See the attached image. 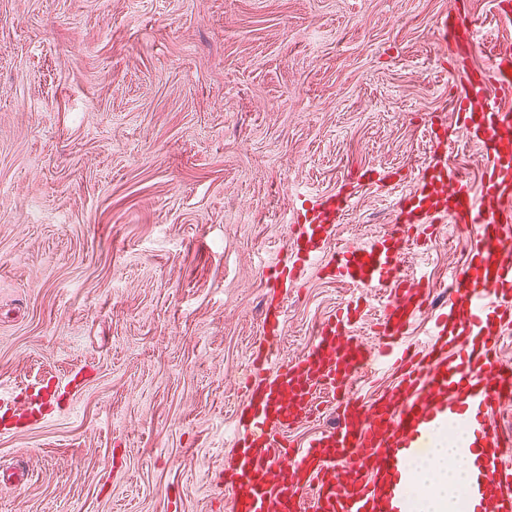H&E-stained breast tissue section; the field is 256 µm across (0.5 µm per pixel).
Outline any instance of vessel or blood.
Returning <instances> with one entry per match:
<instances>
[{"label": "vessel or blood", "instance_id": "1", "mask_svg": "<svg viewBox=\"0 0 512 512\" xmlns=\"http://www.w3.org/2000/svg\"><path fill=\"white\" fill-rule=\"evenodd\" d=\"M436 28L450 54L476 52L465 18H441ZM511 97L512 50L505 48L490 69L464 76L453 108L483 152L479 184L447 166H428L400 212L398 229L330 253L326 247L350 197L333 192L297 206L290 258L276 271L282 288L317 264L328 278L387 303L373 326L374 342L357 336L359 312L347 306L321 324L306 351L278 366L273 347L283 310L268 306L252 352L260 378L236 410L233 447L224 460L230 512H413L409 462L442 426L471 434L462 448L473 465L468 512H512V434L498 429L512 404V360L503 355L512 333V111L498 105ZM442 216L471 229L475 244L451 276L423 356L410 365L406 337L427 297L401 264L411 227ZM381 367L405 373L388 392L360 401L353 380ZM79 386L75 378L46 382L28 395L24 409L0 408V429L40 422L48 407ZM323 393L339 402L338 425L289 451V430L313 415Z\"/></svg>", "mask_w": 512, "mask_h": 512}]
</instances>
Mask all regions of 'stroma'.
<instances>
[{"label": "stroma", "instance_id": "35a3bbf8", "mask_svg": "<svg viewBox=\"0 0 512 512\" xmlns=\"http://www.w3.org/2000/svg\"><path fill=\"white\" fill-rule=\"evenodd\" d=\"M455 11L479 51L449 60ZM512 45V0H0V387L80 374L0 434V512H230L224 458L293 207L351 194L329 249L398 221L439 161L479 183L453 116ZM367 168L380 181L351 180ZM472 236L414 230L408 273L448 299ZM383 301L311 267L279 360L336 308Z\"/></svg>", "mask_w": 512, "mask_h": 512}]
</instances>
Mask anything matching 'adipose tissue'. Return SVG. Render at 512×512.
<instances>
[{
  "label": "adipose tissue",
  "instance_id": "ef3b65f1",
  "mask_svg": "<svg viewBox=\"0 0 512 512\" xmlns=\"http://www.w3.org/2000/svg\"><path fill=\"white\" fill-rule=\"evenodd\" d=\"M454 445L436 442L429 457L412 461L411 486L418 512H457L458 496L468 482L470 462L460 459L455 469H448L447 458Z\"/></svg>",
  "mask_w": 512,
  "mask_h": 512
}]
</instances>
